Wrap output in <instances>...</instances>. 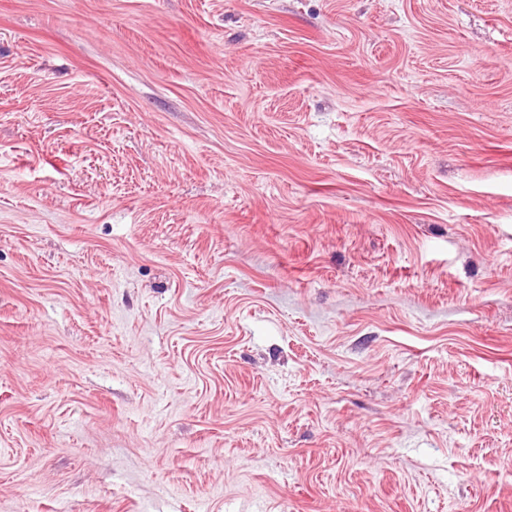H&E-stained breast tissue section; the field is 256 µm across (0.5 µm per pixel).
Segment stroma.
I'll use <instances>...</instances> for the list:
<instances>
[{"label":"stroma","mask_w":512,"mask_h":512,"mask_svg":"<svg viewBox=\"0 0 512 512\" xmlns=\"http://www.w3.org/2000/svg\"><path fill=\"white\" fill-rule=\"evenodd\" d=\"M512 0H0V512H512Z\"/></svg>","instance_id":"stroma-1"}]
</instances>
